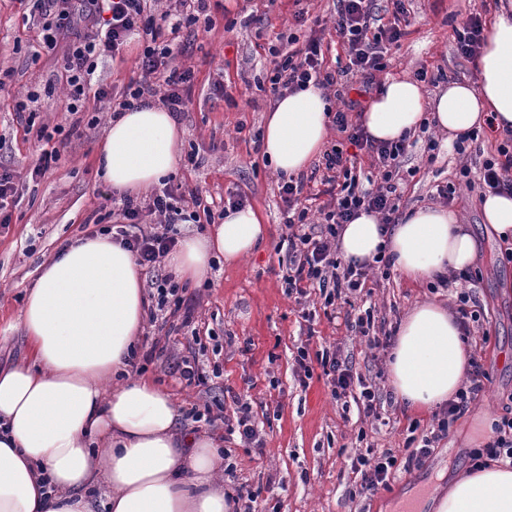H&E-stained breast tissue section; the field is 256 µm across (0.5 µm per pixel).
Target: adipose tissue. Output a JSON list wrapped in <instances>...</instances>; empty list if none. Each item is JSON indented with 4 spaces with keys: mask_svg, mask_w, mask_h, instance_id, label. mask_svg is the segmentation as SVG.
I'll return each instance as SVG.
<instances>
[{
    "mask_svg": "<svg viewBox=\"0 0 512 512\" xmlns=\"http://www.w3.org/2000/svg\"><path fill=\"white\" fill-rule=\"evenodd\" d=\"M476 83L450 82L425 96L414 82L386 79L361 117L367 133L392 141L434 122L449 137L470 130H512V14L497 13L475 62ZM331 103L315 86L286 93L269 110L264 153L285 175L304 172L324 152ZM183 132L155 100L122 112L107 128L96 166L119 193L141 194L174 171ZM483 221L512 244V194L485 193ZM252 207L226 210L207 234L183 238L166 263L176 282L200 284L214 260L238 263L263 240ZM339 248L348 259L378 251L416 283L472 265L476 242L445 206L407 212L386 227L360 212ZM145 298L131 251L111 237L67 243L39 268L22 308L27 360L0 367V512H234L224 494L218 439L179 427L169 391L128 373L141 337ZM469 368L467 342L449 308L417 302L401 321L388 362L389 385L415 411L454 399ZM433 512H512V468L461 472L446 495L423 497Z\"/></svg>",
    "mask_w": 512,
    "mask_h": 512,
    "instance_id": "adipose-tissue-1",
    "label": "adipose tissue"
}]
</instances>
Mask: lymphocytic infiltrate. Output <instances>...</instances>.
I'll list each match as a JSON object with an SVG mask.
<instances>
[{
	"mask_svg": "<svg viewBox=\"0 0 512 512\" xmlns=\"http://www.w3.org/2000/svg\"><path fill=\"white\" fill-rule=\"evenodd\" d=\"M159 2L36 0V9L46 17L42 26L46 52H55L60 46L65 49L61 68L70 87L68 112L78 113L80 102L87 99L100 103L113 101L109 87L96 79V70L100 63L116 58L134 41L141 46L137 56L140 77L130 80L120 101H113L115 111L135 109L147 93L161 94L170 112L186 111L195 75L192 68L175 64L172 42L182 28L198 24L211 27L209 0H176L175 7L165 10L159 9ZM372 2L337 0L333 29L349 57L341 75L323 71L321 39L312 35L301 48L288 53L269 48V93L279 95L311 84L327 90L336 86L341 76L360 78L366 85L384 71L404 35L399 22L407 15L406 0H392L394 21L379 27L374 24ZM332 124L345 134L346 144L355 145L370 157L377 175L375 187L359 189L356 154H348L345 144L339 143L323 156L325 168L330 172L326 192L333 203L321 209L318 222H308L307 210L302 206L307 178L291 177L280 182V197L285 205L280 241L286 244L289 256L283 276L287 291L303 297L309 289H319L327 308L363 289L372 264L385 261L381 254L370 264L339 259L337 235L341 226L363 210L378 213L381 223H397L402 199L400 176L416 174L415 169L405 166L410 147L407 137L387 142L375 140L362 124L352 121L348 112L342 110L334 113ZM459 179L468 185L477 179L490 189L512 192V138L498 145L496 157L485 160L479 172L461 167ZM199 196V188L169 185L142 201L122 197L121 222L96 225L95 231L112 235L135 254L140 266L155 270L178 244L176 225L184 218L182 202ZM295 363L296 374L302 380L311 378L314 367H321L334 399H353L365 419L381 421V400L375 385L354 374L339 352L325 350L313 358L307 348L301 347ZM469 366L466 384L459 389L455 400L442 409L436 428L422 437L420 446L411 449L408 464H420L434 443L447 436L450 425L483 391L485 369L475 358ZM470 456L478 466L491 462L512 466V417L504 416L494 423L488 441L483 447L471 449ZM398 467L397 457L388 449L359 450L351 459L353 472L360 476V492L369 496L387 488Z\"/></svg>",
	"mask_w": 512,
	"mask_h": 512,
	"instance_id": "f902f5d3",
	"label": "lymphocytic infiltrate"
}]
</instances>
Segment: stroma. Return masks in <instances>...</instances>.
<instances>
[{
    "label": "stroma",
    "mask_w": 512,
    "mask_h": 512,
    "mask_svg": "<svg viewBox=\"0 0 512 512\" xmlns=\"http://www.w3.org/2000/svg\"><path fill=\"white\" fill-rule=\"evenodd\" d=\"M300 6L307 11L303 23L294 18ZM503 6L512 9V0H409L407 34L377 80L410 78L423 67L442 69L444 79L438 86L423 87L429 96L452 80L476 82L470 60L456 52L454 29L469 14L489 19ZM333 13V0H278L270 9L264 0H210L211 31L198 34L187 28L175 42L180 62L196 74L193 104L179 119L183 143L198 147L200 165L191 169L177 164L173 180L199 186L206 206L228 193H241L261 216L267 237L248 260L232 266L217 263L211 280L187 288V295L198 299L191 325L162 337L164 354L144 367L146 375L187 411L208 408L229 415L235 398L248 400L263 449L231 441L234 470L226 487L249 484L280 512H397L395 504L406 491L447 489L449 480L470 467L473 416L484 413L497 419L512 407V261L505 257L506 244L482 222L480 187L458 188L454 206L476 241L472 268L480 281L475 296L484 313L470 336L490 380L422 465L397 470L389 487L374 496L358 495L359 477L351 469L353 449L368 441L406 459L413 435L428 433L436 421L433 414L401 406L387 385L388 352H371L352 327L357 308L341 304L334 312L320 311L312 321L304 320L301 303L288 296L282 279L281 265L288 255L275 250L284 208L280 178L254 149L274 100L255 86L263 75L266 48L274 44L289 51V38L305 41L315 26H322L325 66L337 72L347 59L336 43ZM42 23L31 0H0V80L5 83L0 90V165L18 176L21 196L10 224L0 226V364L27 355L21 310L39 267L64 243L87 235L89 222L111 208L114 195L99 178L94 157L111 121L107 112L100 113L94 126L90 113H81L79 132L61 147L56 167L40 181L25 179L44 144L17 124L15 95H38L36 125L67 128L76 118L66 110V75L56 57L36 53ZM138 53V44H130L123 56L98 67L113 97H120L136 76ZM219 78L225 88L220 95L212 90ZM427 139V134H419L408 156V166L418 173L404 187L401 210L433 204L435 185L453 180L460 162L479 170L499 144L498 138L483 134L460 155L443 143L432 160L425 150ZM366 289L390 329L415 303L432 296L449 298L446 289L430 292L395 270L386 279L371 274ZM303 344L313 353L339 349L354 372L374 382L385 426L375 431L357 410L343 412L321 368L299 383L294 358ZM190 355L204 369V383L190 385L181 378L177 365Z\"/></svg>",
    "instance_id": "1"
}]
</instances>
